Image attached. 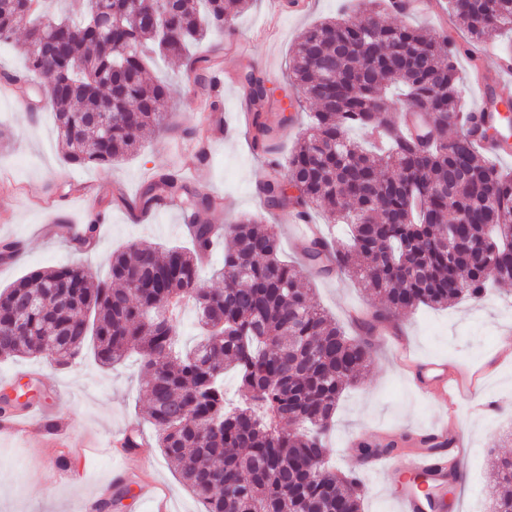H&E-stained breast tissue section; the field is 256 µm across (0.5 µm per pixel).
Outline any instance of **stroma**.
<instances>
[{"instance_id":"stroma-1","label":"stroma","mask_w":512,"mask_h":512,"mask_svg":"<svg viewBox=\"0 0 512 512\" xmlns=\"http://www.w3.org/2000/svg\"><path fill=\"white\" fill-rule=\"evenodd\" d=\"M356 11L357 0H300L299 7L276 14L267 0H250L235 19V33H213L198 52L219 50V69L229 80L219 96L221 128L206 157L192 168L185 151L194 143L192 132L200 124L197 104L206 91L188 82L185 60L169 59L153 69L174 89L169 131L146 135L136 154L108 166L68 163L51 106L34 108L24 97L0 95V241L16 242L20 249L18 257L0 261V289L31 271L67 263L80 264L91 280L106 278L113 252L131 241L187 245L185 216L178 207L152 209L140 221L130 214L129 204L138 200L142 185L167 170L181 171L191 187L223 198V208L206 214L207 223L222 226L246 215L277 225L283 258L301 262L300 251L287 236L293 211L266 209L258 192L265 165L240 121L245 103L239 76L252 65L269 86H284L290 51L304 29ZM507 55L512 56L508 30L475 45L473 56L458 55L465 110L478 104L474 72L494 75L496 58ZM475 56L481 65L477 71L471 67ZM81 180L94 187L90 200L76 197ZM54 217L83 227L95 224L94 240L79 250L65 236L45 237L41 228ZM305 277L313 302L348 335H357L355 314L371 308L372 298L346 275L324 276L309 269ZM390 324V329L374 333L371 366L337 405L330 465L344 472L359 469L357 440L382 431L422 433L444 421L460 432L466 448L463 476L450 490L447 512H490L496 483L490 461L512 454V356L500 349L504 329H512V285L498 284L479 301L399 311ZM400 341L419 361L440 359L474 378L477 397L459 392L450 410L439 395L422 396L397 356ZM20 382L29 386L30 395L15 404V412H48L50 419L70 425L71 436L62 448L36 432L0 436V512H101V503L120 497L125 488L130 494L121 498L117 512H141L143 501L153 500L158 492L168 512H197L196 498L156 446L152 427L144 423L147 401L133 359L109 369L88 351L68 366L56 365L47 355L0 360V385ZM133 423L142 424L144 435L127 459H118L105 443ZM63 454L71 467L51 468V461Z\"/></svg>"}]
</instances>
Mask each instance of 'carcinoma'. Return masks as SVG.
I'll return each mask as SVG.
<instances>
[{"label": "carcinoma", "instance_id": "cac0c4a2", "mask_svg": "<svg viewBox=\"0 0 512 512\" xmlns=\"http://www.w3.org/2000/svg\"><path fill=\"white\" fill-rule=\"evenodd\" d=\"M146 0H106L79 18L38 17L34 0H0V45L24 55L55 108L59 136L74 165H107L133 155L147 130L166 128L170 86L149 76L151 55L180 57L210 29L228 30L247 0H167L164 36L136 22ZM475 41L512 28V0H446ZM377 0H361L363 19L326 18L300 35L289 60V85L315 105L299 147L281 161L277 132L292 118L265 110L272 98L253 66L240 76L253 145L274 169L259 191L267 209L299 217L321 208L351 226L346 244L310 238L312 268L354 276L385 309L359 322L371 333L389 314L421 305L480 300L512 282V175L490 166L477 139H490L480 113L473 132L448 139L463 112L461 51L452 35L382 19ZM22 40L15 39L19 28ZM57 52L36 49L49 31ZM195 83H214L209 57L189 62ZM432 120V136L413 140L387 115L388 86ZM106 108L107 130L92 123ZM357 126L385 144L369 150L349 137ZM177 203L192 219V247L132 244L112 254L109 278L88 280L77 264L34 270L0 291V359L54 355L70 364L92 344L112 367L134 351L144 380L147 421L168 462L201 504L200 512H362L364 486L354 471L322 466L336 406L372 363L371 342L351 338L312 302L303 271L282 259L273 225L244 217L224 230L222 288H200L202 257L214 227L203 220L223 199L191 188L177 173L146 182L140 206ZM493 266L499 276L487 277ZM195 303L202 336L180 352L179 320H159L165 303ZM23 320L20 335L15 324ZM239 379L240 402L224 397V373ZM413 439H362L364 459L395 452ZM512 484V456L494 461Z\"/></svg>", "mask_w": 512, "mask_h": 512}]
</instances>
